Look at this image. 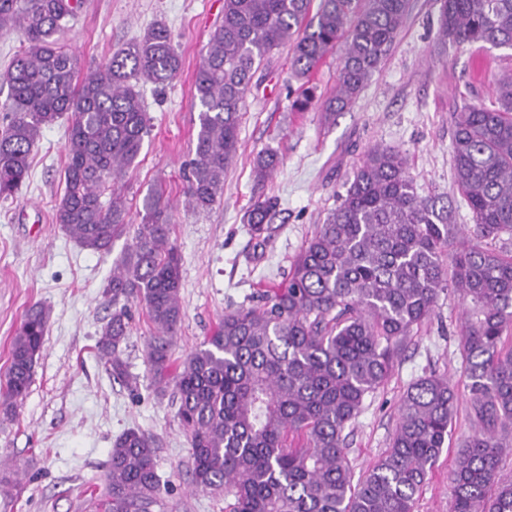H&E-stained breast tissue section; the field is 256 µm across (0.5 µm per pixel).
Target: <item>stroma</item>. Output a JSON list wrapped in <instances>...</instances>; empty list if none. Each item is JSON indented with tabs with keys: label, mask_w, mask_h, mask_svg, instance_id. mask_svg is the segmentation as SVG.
Segmentation results:
<instances>
[{
	"label": "stroma",
	"mask_w": 512,
	"mask_h": 512,
	"mask_svg": "<svg viewBox=\"0 0 512 512\" xmlns=\"http://www.w3.org/2000/svg\"><path fill=\"white\" fill-rule=\"evenodd\" d=\"M441 4L410 0L382 67L356 103L327 125L318 103L336 91L338 55L326 58L311 76L317 104L297 113L290 109L289 89L296 84L290 51H276L270 64L256 71L246 95L239 156L224 174L223 198L210 210L195 211L183 194V164L194 155L198 130L191 99L224 0H84L65 33L83 68L105 63L113 51L158 23L172 32L182 61L172 83L144 88L152 130L122 187L129 223H140L142 199L150 189H162L172 206L183 307L171 348L174 365L214 332L225 312L257 290L287 281L293 260L371 147L407 153L420 194L455 202V223H470L454 182L452 114L466 103L495 105L499 76L512 72V50L442 46L437 39ZM69 123L64 117L43 130L29 180L13 198L0 201V373L28 307L39 303L49 312L29 393L16 418L0 415V512H93L112 444L131 428L160 442L156 463L162 494L152 512H224L223 496L191 485V449L176 419L177 406L172 395L157 392L148 372L153 326L144 308L133 309L122 353L139 379L136 387L114 381L97 354L99 330L110 314L103 287L126 241L116 240L110 254L100 255L78 246L54 221L65 187ZM265 149L280 157L265 186L278 207L274 231L260 243L249 234L245 214L255 195L254 159ZM462 308L459 295L441 296L436 314L413 336L389 382L367 399L349 436L355 476L364 475L387 448L399 399L414 379L436 371L464 388L453 335ZM472 430L470 403L463 396L449 448L423 487L417 512H450L449 474Z\"/></svg>",
	"instance_id": "stroma-1"
}]
</instances>
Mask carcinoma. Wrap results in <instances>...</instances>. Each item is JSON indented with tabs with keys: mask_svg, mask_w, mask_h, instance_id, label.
Returning a JSON list of instances; mask_svg holds the SVG:
<instances>
[{
	"mask_svg": "<svg viewBox=\"0 0 512 512\" xmlns=\"http://www.w3.org/2000/svg\"><path fill=\"white\" fill-rule=\"evenodd\" d=\"M82 0H0V32L23 36L3 76L0 199L29 179L44 128L71 115L65 191L55 223L81 248L109 253L104 286L112 306L97 342L113 379L136 382L121 358L131 330L129 305L143 304L154 327L147 365L154 386L172 388L176 418L190 442L192 486L224 494V512H416L455 416L448 374L424 373L398 407V423L378 461L355 481L348 431L367 398L392 377L398 356L438 307L459 294L456 325L472 435L450 472L452 512H512V481L498 476L512 447V254L489 246L512 241V73L497 80L498 106L466 104L452 116L451 153L472 224L454 223L451 203L418 193L405 153L370 148L292 263L288 282L224 314L214 333L171 372V343L182 319L181 255L158 188L143 198L142 223H126L118 184L138 158L151 118L140 85L169 84L181 69L162 25L82 70L63 40ZM224 0L210 35L191 107L198 110L185 194L205 211L224 194V172L239 151V130L254 73L290 46L302 81L293 108L315 100L310 77L344 44L336 94L321 104L325 121L350 108L379 70L409 0ZM441 44L512 49V0H443ZM280 160L262 151L257 186ZM109 200H103L105 194ZM277 201L258 193L246 214L265 241ZM48 314L25 312L9 349L0 411L16 412L41 358ZM157 438L129 429L112 444L100 512H150L161 497Z\"/></svg>",
	"mask_w": 512,
	"mask_h": 512,
	"instance_id": "obj_1",
	"label": "carcinoma"
}]
</instances>
